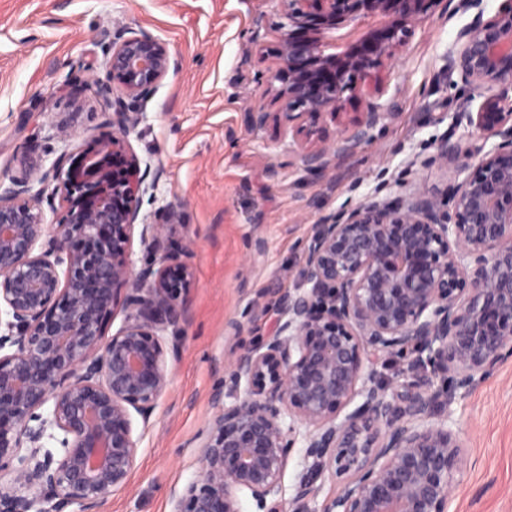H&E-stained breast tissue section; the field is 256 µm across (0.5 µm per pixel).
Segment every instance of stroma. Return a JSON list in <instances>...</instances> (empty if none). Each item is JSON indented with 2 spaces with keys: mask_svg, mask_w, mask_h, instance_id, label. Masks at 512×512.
I'll use <instances>...</instances> for the list:
<instances>
[{
  "mask_svg": "<svg viewBox=\"0 0 512 512\" xmlns=\"http://www.w3.org/2000/svg\"><path fill=\"white\" fill-rule=\"evenodd\" d=\"M472 18L437 15L416 29L388 78L397 115L373 128L358 152L337 157L331 180L321 182L299 170L278 126L253 130L247 122L252 103L278 109L266 93L272 60L254 51L269 42L276 21L264 0H0V174L30 159L51 164L60 144L50 126L73 132L78 146L111 137L87 88L106 74L103 32L147 30L176 61L129 141L160 172L142 214L155 217L168 203L183 208L171 236L191 249L189 322L150 422L133 420L135 468L108 512H170L172 492L197 478L189 442L215 412L211 394L227 382L236 348L272 327L277 292L297 283L316 224L418 186L451 194L454 180L436 143L452 133L475 147L455 117L478 111L486 96L465 85L447 58ZM76 98L84 102L78 113ZM450 410L467 435L469 463L449 512H512V357L457 395Z\"/></svg>",
  "mask_w": 512,
  "mask_h": 512,
  "instance_id": "35a3bbf8",
  "label": "stroma"
}]
</instances>
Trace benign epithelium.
<instances>
[{"label":"benign epithelium","mask_w":512,"mask_h":512,"mask_svg":"<svg viewBox=\"0 0 512 512\" xmlns=\"http://www.w3.org/2000/svg\"><path fill=\"white\" fill-rule=\"evenodd\" d=\"M456 5H451V2ZM271 28L268 93L279 109L248 108L291 135L309 177L365 146L396 114L388 76L415 28L436 11L482 0H266ZM107 83L97 85L112 139L84 157L93 204L68 168L72 135L45 169L0 176V512H107L138 453L132 413L148 422L170 384L167 333L186 325L193 271L171 246L165 220L140 215L158 176L129 144L145 119L138 105L167 77V44L145 30L106 33ZM452 66L475 89L501 92L462 112L481 138L472 151L438 142L454 191L369 200L316 226L297 287L280 293L275 328L233 353L230 386L193 440L196 480L171 495V512H311L317 481L339 484L319 512H448L467 440L449 425L448 390L467 391L512 356V0L480 10L457 32ZM364 110L345 118L346 101ZM336 124L329 142L314 117ZM491 139L496 143L487 145ZM124 159L117 180L106 164ZM64 209L46 222L43 202ZM154 261L136 267L133 236ZM125 311L113 335L107 326ZM400 359L417 383L377 380L373 358ZM305 448L306 473L291 495L288 455Z\"/></svg>","instance_id":"7a95c632"}]
</instances>
